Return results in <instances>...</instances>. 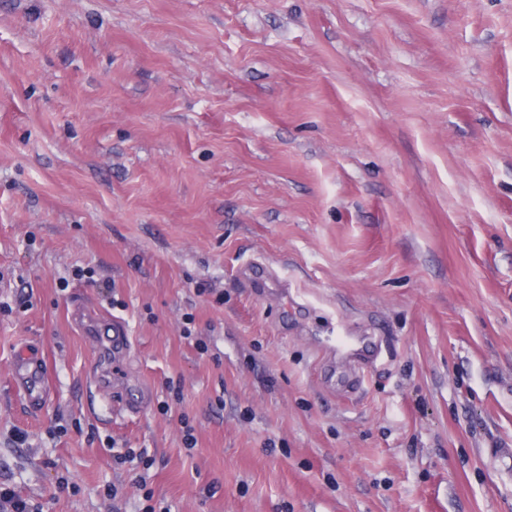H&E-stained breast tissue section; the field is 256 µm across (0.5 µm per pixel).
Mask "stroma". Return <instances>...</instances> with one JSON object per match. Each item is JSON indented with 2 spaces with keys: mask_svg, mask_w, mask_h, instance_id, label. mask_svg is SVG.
Returning a JSON list of instances; mask_svg holds the SVG:
<instances>
[{
  "mask_svg": "<svg viewBox=\"0 0 512 512\" xmlns=\"http://www.w3.org/2000/svg\"><path fill=\"white\" fill-rule=\"evenodd\" d=\"M0 303L34 512H512V0H0ZM72 316L83 334L89 336L95 343L107 345L118 354L130 346L129 330L125 322L120 319H112V323L103 320L91 303L84 301L76 304ZM14 384L23 394L29 407L41 409L48 402L43 384L42 356L38 347L22 350L13 363Z\"/></svg>",
  "mask_w": 512,
  "mask_h": 512,
  "instance_id": "35a3bbf8",
  "label": "stroma"
}]
</instances>
